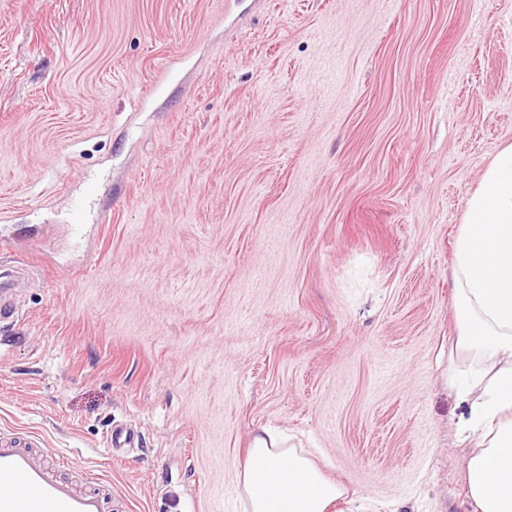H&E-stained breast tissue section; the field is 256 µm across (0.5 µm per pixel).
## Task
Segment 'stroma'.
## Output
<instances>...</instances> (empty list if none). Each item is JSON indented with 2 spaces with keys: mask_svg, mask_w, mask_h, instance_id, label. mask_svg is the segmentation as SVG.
Wrapping results in <instances>:
<instances>
[{
  "mask_svg": "<svg viewBox=\"0 0 512 512\" xmlns=\"http://www.w3.org/2000/svg\"><path fill=\"white\" fill-rule=\"evenodd\" d=\"M508 143L512 0H0V433L112 512H241L260 427L337 512H472L453 246ZM136 434L130 428L123 425H115L111 427L110 432L106 436V445L112 448L113 452L124 451L125 448H133L135 446Z\"/></svg>",
  "mask_w": 512,
  "mask_h": 512,
  "instance_id": "1",
  "label": "stroma"
}]
</instances>
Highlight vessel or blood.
Instances as JSON below:
<instances>
[{
  "mask_svg": "<svg viewBox=\"0 0 512 512\" xmlns=\"http://www.w3.org/2000/svg\"><path fill=\"white\" fill-rule=\"evenodd\" d=\"M136 435L123 425L111 427L106 445L120 452L134 447ZM106 497L79 488L48 465L26 435H0V512H106Z\"/></svg>",
  "mask_w": 512,
  "mask_h": 512,
  "instance_id": "1",
  "label": "vessel or blood"
}]
</instances>
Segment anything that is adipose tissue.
<instances>
[{
	"label": "adipose tissue",
	"mask_w": 512,
	"mask_h": 512,
	"mask_svg": "<svg viewBox=\"0 0 512 512\" xmlns=\"http://www.w3.org/2000/svg\"><path fill=\"white\" fill-rule=\"evenodd\" d=\"M456 348L470 363L456 387L459 442L474 512H512V143L485 168L454 247ZM345 488L309 455L260 428L242 470L244 512H329Z\"/></svg>",
	"instance_id": "ef3b65f1"
}]
</instances>
